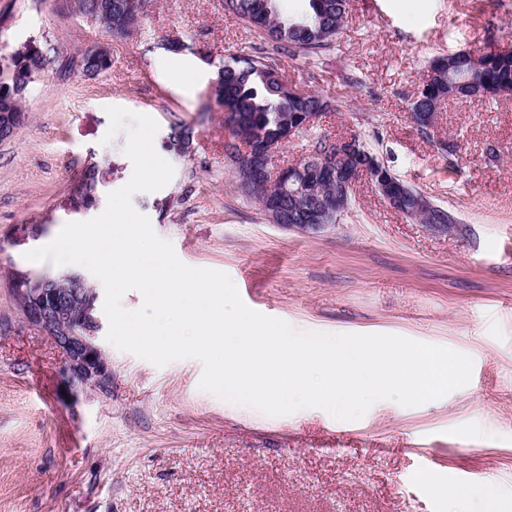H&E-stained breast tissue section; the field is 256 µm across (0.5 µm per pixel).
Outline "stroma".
<instances>
[{
	"mask_svg": "<svg viewBox=\"0 0 512 512\" xmlns=\"http://www.w3.org/2000/svg\"><path fill=\"white\" fill-rule=\"evenodd\" d=\"M180 37L211 62L163 50ZM70 56L112 53L93 78L32 83L28 120L0 142V512H512V97L446 101L421 134L410 105L432 57L512 45V0H350L340 34L314 56H279L292 86L329 100L318 134L353 136L401 180L457 214L466 235L432 234L361 178L334 227L300 234L268 223L224 154L212 88L221 62L260 44L224 0H153L122 39L60 0H0V59L26 40ZM198 69L193 89L180 75ZM154 118L175 173L134 208L187 265L227 273L243 302L298 332L390 334L469 355L470 383L418 407L374 404L357 421L320 409L270 417L200 390L194 359L159 368L106 346L112 391L71 401L60 354L22 329L9 271L56 272L26 252L75 211L69 183L102 160L103 193L133 166L106 140L107 107ZM193 131L186 153L174 126ZM460 146L449 162L438 142ZM105 50L106 48L102 46H91L82 50V56L86 58H94L86 62V75L90 74L92 77H95L108 71L112 67L111 53L109 50L107 52H105ZM102 53L104 54L99 58H96Z\"/></svg>",
	"mask_w": 512,
	"mask_h": 512,
	"instance_id": "stroma-1",
	"label": "stroma"
}]
</instances>
